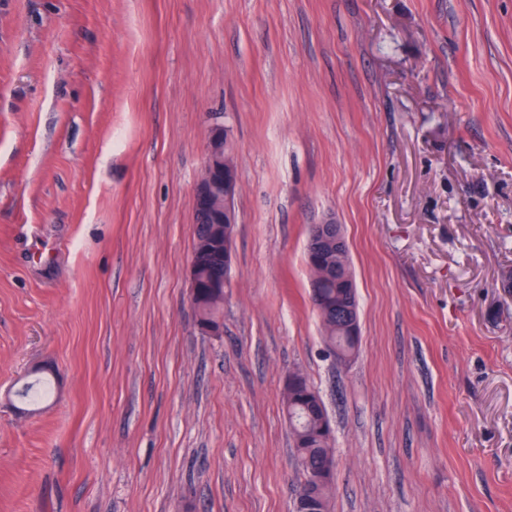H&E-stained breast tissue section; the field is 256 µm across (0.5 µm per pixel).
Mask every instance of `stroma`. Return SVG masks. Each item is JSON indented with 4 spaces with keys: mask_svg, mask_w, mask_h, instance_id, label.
Wrapping results in <instances>:
<instances>
[{
    "mask_svg": "<svg viewBox=\"0 0 512 512\" xmlns=\"http://www.w3.org/2000/svg\"><path fill=\"white\" fill-rule=\"evenodd\" d=\"M216 125L238 190L209 336ZM330 217L345 365L306 264ZM292 371L331 420L332 512H512V0H0V512H292ZM224 135V143L223 142ZM224 154L232 157L226 131L221 127H214L211 131L204 165L201 175L197 181L194 200L198 211L195 209V224L193 233V248L196 238L202 237L204 233H210L212 226L215 225L214 218L206 214L210 210L214 187L216 184L215 195L223 199L220 210L224 213L223 219V237L215 239L212 237H202L196 251L191 255L189 280H190V303L194 307L197 299V288H201L199 281V271L203 266L208 265L209 255L217 250L223 249L222 255L213 257L210 265L200 272V279L204 288L200 289L195 314L199 326L215 327L205 331L212 336L222 335L224 325V282L227 280L232 266V243L235 232V210L233 207L236 193V170L224 167ZM224 184V189L223 185ZM199 210H204L202 214ZM215 268H219L221 275H224V281L220 278L215 281L212 279ZM217 287V288H214ZM220 327V328H219ZM334 226H336V250H348L347 241L340 224H335L331 220H328L325 224H314L312 234L308 240V261L309 268L313 272L312 279L315 282H319L324 276V272L321 269V254L324 245L331 240L334 234ZM336 250H327L326 261L335 271L337 266L338 276L336 277L335 274L333 277L319 283L318 290L321 298V309L312 302L321 320L325 342L330 351L334 352L335 357L336 350L346 352L353 349L354 341L349 336H358V346L361 336L358 304L349 295L340 304H336L340 301V297L345 289L339 288L336 279L346 276L349 270L353 272L349 250L342 256L337 257ZM336 321L347 331L348 336L345 335L341 327H336Z\"/></svg>",
    "mask_w": 512,
    "mask_h": 512,
    "instance_id": "1",
    "label": "stroma"
}]
</instances>
